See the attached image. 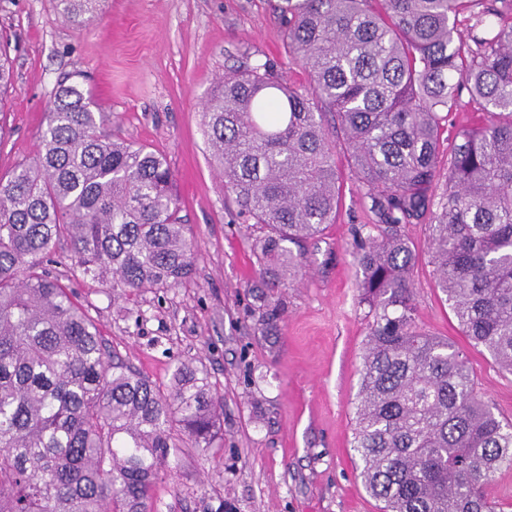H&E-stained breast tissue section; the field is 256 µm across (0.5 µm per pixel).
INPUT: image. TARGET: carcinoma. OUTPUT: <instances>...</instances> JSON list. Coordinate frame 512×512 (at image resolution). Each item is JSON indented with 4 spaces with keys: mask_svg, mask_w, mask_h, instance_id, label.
Wrapping results in <instances>:
<instances>
[{
    "mask_svg": "<svg viewBox=\"0 0 512 512\" xmlns=\"http://www.w3.org/2000/svg\"><path fill=\"white\" fill-rule=\"evenodd\" d=\"M96 3L58 0L59 13L81 26ZM275 8L308 87L257 60L217 79L204 106L224 193L258 232L262 287L294 279L293 246L334 222L342 150L379 218L356 253L373 317L352 442L362 485L380 512H497L487 489L512 467V423L463 354L418 328L402 225L429 216L438 288L465 336L512 373V0ZM12 80L0 45V136ZM464 92L485 117L455 133L442 174ZM108 122L89 89L62 80L37 155L0 176V512H155L159 466L217 447L224 401L207 373L182 362L162 387L134 370L47 269L65 241L73 275L115 299L194 273L170 165ZM480 113L481 112H472L470 106H463L459 108L456 112L451 113L449 117L450 122L448 124V131L445 132L443 135L444 139L448 136L449 140H445L441 144L440 148V166L442 173L448 171V150L455 132L460 127L473 123L476 119H478V116L481 115Z\"/></svg>",
    "mask_w": 512,
    "mask_h": 512,
    "instance_id": "1",
    "label": "carcinoma"
}]
</instances>
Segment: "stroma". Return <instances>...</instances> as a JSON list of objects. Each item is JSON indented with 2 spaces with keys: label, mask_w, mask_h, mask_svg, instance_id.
Segmentation results:
<instances>
[{
  "label": "stroma",
  "mask_w": 512,
  "mask_h": 512,
  "mask_svg": "<svg viewBox=\"0 0 512 512\" xmlns=\"http://www.w3.org/2000/svg\"><path fill=\"white\" fill-rule=\"evenodd\" d=\"M57 0H0V36L11 42L0 174L34 157L59 80L91 88L119 138L162 154L173 170L194 242L192 278L167 290L114 299L111 289L69 279L73 299L137 369L168 383L178 363L205 370L224 399V445L185 449L163 465L156 512H377L351 448L359 373L371 321L353 254L356 232L376 215L345 158L336 219L302 246L303 266L285 288L277 332L261 330L252 284L250 228L224 194L207 145L203 105L219 76L271 59L308 83L285 47L270 0H104L90 26L65 22ZM418 260L416 321L468 358L479 394L512 420V373L464 336L428 257L429 221L403 227Z\"/></svg>",
  "instance_id": "35a3bbf8"
}]
</instances>
